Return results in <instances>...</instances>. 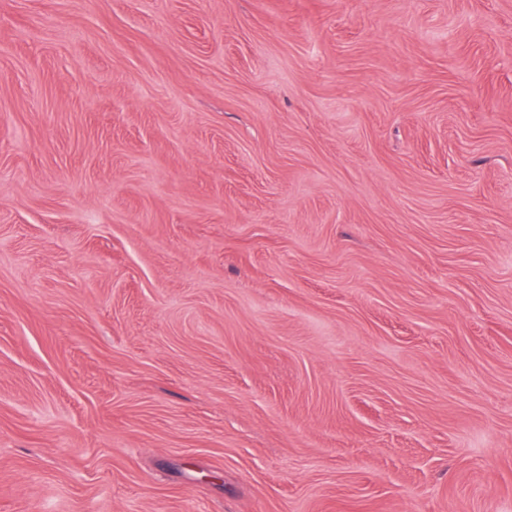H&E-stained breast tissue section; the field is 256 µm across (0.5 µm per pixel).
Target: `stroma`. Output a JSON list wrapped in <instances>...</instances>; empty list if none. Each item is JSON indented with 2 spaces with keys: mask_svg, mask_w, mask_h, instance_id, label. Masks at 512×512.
Returning a JSON list of instances; mask_svg holds the SVG:
<instances>
[{
  "mask_svg": "<svg viewBox=\"0 0 512 512\" xmlns=\"http://www.w3.org/2000/svg\"><path fill=\"white\" fill-rule=\"evenodd\" d=\"M0 512H512V0H0Z\"/></svg>",
  "mask_w": 512,
  "mask_h": 512,
  "instance_id": "stroma-1",
  "label": "stroma"
}]
</instances>
